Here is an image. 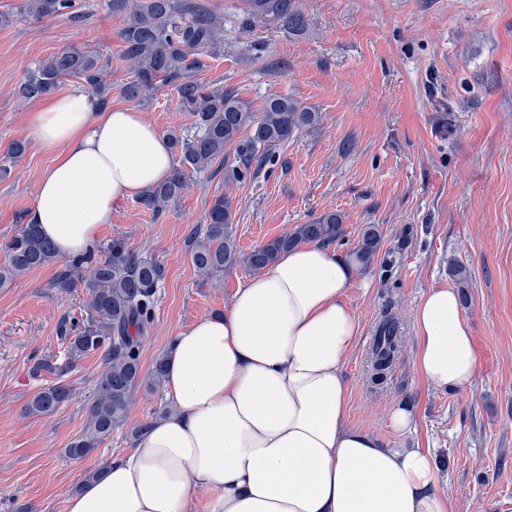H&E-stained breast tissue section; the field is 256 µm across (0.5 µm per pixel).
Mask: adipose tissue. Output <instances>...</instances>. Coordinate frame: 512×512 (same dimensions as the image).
I'll return each instance as SVG.
<instances>
[{
  "label": "adipose tissue",
  "instance_id": "ef3b65f1",
  "mask_svg": "<svg viewBox=\"0 0 512 512\" xmlns=\"http://www.w3.org/2000/svg\"><path fill=\"white\" fill-rule=\"evenodd\" d=\"M30 130L54 155L30 221L62 260L84 254L114 205L173 167L143 113L81 89L34 112ZM353 279L335 252L299 245L240 285L223 314L179 329L164 381L174 410L70 496L67 512H453L429 450L346 424ZM413 331L414 366L429 384L473 381L477 353L454 289H429Z\"/></svg>",
  "mask_w": 512,
  "mask_h": 512
}]
</instances>
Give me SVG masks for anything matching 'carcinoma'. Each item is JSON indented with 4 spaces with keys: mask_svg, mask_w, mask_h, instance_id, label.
Here are the masks:
<instances>
[{
    "mask_svg": "<svg viewBox=\"0 0 512 512\" xmlns=\"http://www.w3.org/2000/svg\"><path fill=\"white\" fill-rule=\"evenodd\" d=\"M73 7L74 0H22L19 11L34 20H75ZM105 7L123 17L122 59L130 63L133 77L124 83L122 95L140 101L157 84H166L172 87L179 109L191 120L190 131L168 133L177 157L169 176L138 198V204L152 214H161L183 195L189 175L222 161L224 181L243 182L272 161L276 148L297 132L319 124V113L290 96L270 97L257 112L235 91L212 87L196 78L201 58L217 54L222 45L224 21L204 6L188 0H105ZM245 12L251 26L279 24L292 30L304 26L294 0H247ZM107 68L94 49H63L29 70L18 94L24 100L44 98L64 79L76 77L83 81L85 90L107 105L112 98V83L105 78ZM231 147L235 152L232 161L228 154ZM235 216L233 200L218 194L211 200L205 223L191 228L187 243L199 273L210 277L237 265L258 273L297 245H329L344 235L341 213L329 211L244 253L233 233ZM380 245L379 225L368 224L352 257L368 267ZM0 251V287L57 259L54 245L29 222L18 225ZM85 270L89 274H83ZM165 279L162 263L136 254L120 239L112 240L106 257L100 258L92 250L58 271L52 287L65 293L86 289L87 312L81 319L65 316L59 322L62 361L46 359L32 370L34 377L46 371L55 380L29 400L25 413L41 416L56 412L72 397L67 379L70 370L87 355L101 358V371L85 404L84 431L64 449L67 458L93 456L124 424L133 391L141 380L142 338L153 322ZM399 343L400 321L388 304L372 340L371 383L383 381L399 352Z\"/></svg>",
    "mask_w": 512,
    "mask_h": 512,
    "instance_id": "obj_1",
    "label": "carcinoma"
}]
</instances>
